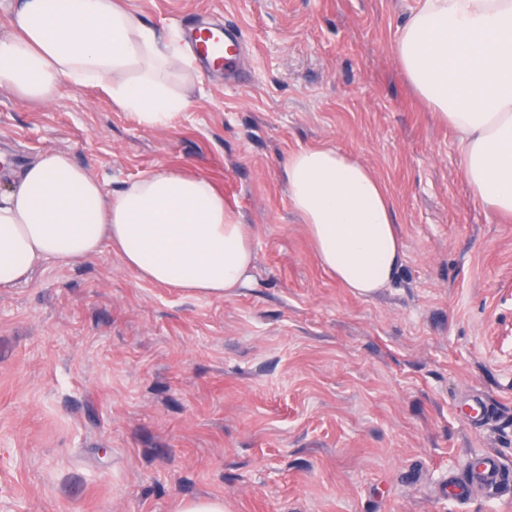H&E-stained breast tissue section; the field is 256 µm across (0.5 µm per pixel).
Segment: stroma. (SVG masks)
Here are the masks:
<instances>
[{"label":"stroma","mask_w":512,"mask_h":512,"mask_svg":"<svg viewBox=\"0 0 512 512\" xmlns=\"http://www.w3.org/2000/svg\"><path fill=\"white\" fill-rule=\"evenodd\" d=\"M144 23L239 28L238 85L202 72L147 129L97 87L50 102L0 86V192L52 150L106 191L170 167L248 224L254 266L221 298L138 280L110 248L0 290V512H512L448 502L445 476L512 467V217L475 202L458 137L390 47L418 0H123ZM329 144L394 202L402 257L369 296L319 264L280 177ZM479 394L481 428L460 410Z\"/></svg>","instance_id":"stroma-1"}]
</instances>
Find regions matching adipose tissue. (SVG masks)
Segmentation results:
<instances>
[{
  "mask_svg": "<svg viewBox=\"0 0 512 512\" xmlns=\"http://www.w3.org/2000/svg\"><path fill=\"white\" fill-rule=\"evenodd\" d=\"M0 39V85L50 101L62 81L103 88L139 125L167 126L190 105L174 80L198 77L179 36L113 0H17ZM392 52L434 116L458 135L472 196L512 215V0H419ZM320 265L353 293L394 278L401 240L389 190L330 145L282 170ZM110 248L137 279L203 297L244 287L249 228L203 176L157 168L114 192L65 155L39 154L0 193V289L49 259L77 264Z\"/></svg>",
  "mask_w": 512,
  "mask_h": 512,
  "instance_id": "adipose-tissue-1",
  "label": "adipose tissue"
}]
</instances>
